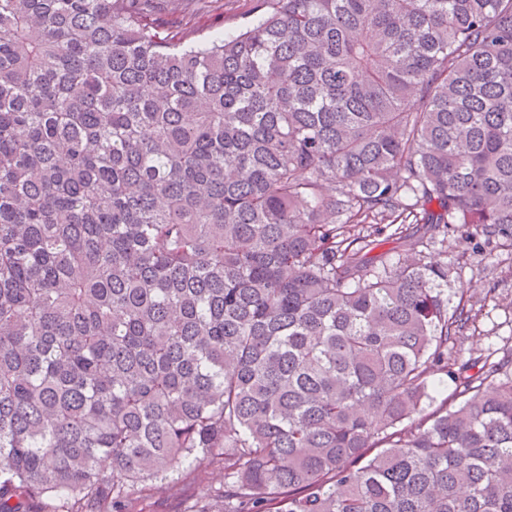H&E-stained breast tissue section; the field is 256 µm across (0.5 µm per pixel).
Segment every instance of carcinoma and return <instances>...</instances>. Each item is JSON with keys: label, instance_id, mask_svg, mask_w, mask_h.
Masks as SVG:
<instances>
[{"label": "carcinoma", "instance_id": "cac0c4a2", "mask_svg": "<svg viewBox=\"0 0 512 512\" xmlns=\"http://www.w3.org/2000/svg\"><path fill=\"white\" fill-rule=\"evenodd\" d=\"M0 0V512H512V360L446 252L512 238V0ZM454 390L429 410L433 392ZM158 2V6L165 9L163 16L183 20L181 28L185 44H196L218 33H237L254 17L256 4L255 0H182L180 11L175 16H167L168 3ZM223 484L224 471L216 466H209L206 474H200L193 467H183L174 471L163 482V486L173 487L172 491L159 488L160 483L154 482L135 485L130 496L133 512H184L193 501L203 495L207 485L222 489Z\"/></svg>", "mask_w": 512, "mask_h": 512}]
</instances>
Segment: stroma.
Wrapping results in <instances>:
<instances>
[{
	"mask_svg": "<svg viewBox=\"0 0 512 512\" xmlns=\"http://www.w3.org/2000/svg\"><path fill=\"white\" fill-rule=\"evenodd\" d=\"M256 0H181L178 17L184 43L196 44L218 33L231 35L253 17ZM481 236L461 240L448 233V307L465 304L472 314L466 329L448 343L449 360L491 363L512 357V244L486 253ZM470 290L461 298V290ZM142 483L131 490L134 512H185L206 487H221L224 472L183 467L166 480Z\"/></svg>",
	"mask_w": 512,
	"mask_h": 512,
	"instance_id": "35a3bbf8",
	"label": "stroma"
}]
</instances>
